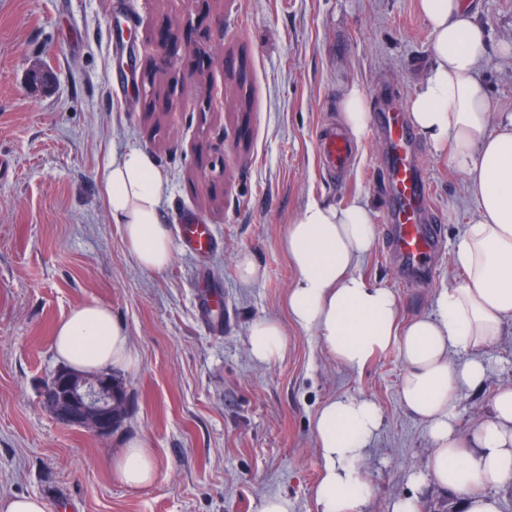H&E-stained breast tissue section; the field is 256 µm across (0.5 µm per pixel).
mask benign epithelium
I'll list each match as a JSON object with an SVG mask.
<instances>
[{"label":"benign epithelium","mask_w":512,"mask_h":512,"mask_svg":"<svg viewBox=\"0 0 512 512\" xmlns=\"http://www.w3.org/2000/svg\"><path fill=\"white\" fill-rule=\"evenodd\" d=\"M63 423L107 435L117 425L115 407L127 406L124 387L109 374L59 370L51 387Z\"/></svg>","instance_id":"obj_1"}]
</instances>
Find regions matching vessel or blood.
<instances>
[{
  "label": "vessel or blood",
  "instance_id": "1",
  "mask_svg": "<svg viewBox=\"0 0 512 512\" xmlns=\"http://www.w3.org/2000/svg\"><path fill=\"white\" fill-rule=\"evenodd\" d=\"M378 130L386 144L385 173L391 189L385 230L392 257L408 270L429 272L440 239L434 225L428 224L429 193L417 162L415 138L401 106L389 103L378 117ZM323 169L335 173L350 163L353 143L339 130L329 129L318 138ZM181 230L192 248L199 253L212 246L208 225L192 222Z\"/></svg>",
  "mask_w": 512,
  "mask_h": 512
}]
</instances>
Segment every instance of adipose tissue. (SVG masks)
I'll use <instances>...</instances> for the list:
<instances>
[{
	"instance_id": "obj_1",
	"label": "adipose tissue",
	"mask_w": 512,
	"mask_h": 512,
	"mask_svg": "<svg viewBox=\"0 0 512 512\" xmlns=\"http://www.w3.org/2000/svg\"><path fill=\"white\" fill-rule=\"evenodd\" d=\"M420 7L435 63L411 99V120L434 148L447 150L477 203L454 251L464 281L437 293L434 313L403 318L397 295L358 271L376 242L369 204L311 200L279 242L295 273L286 308L294 326L313 333L349 369L363 370L391 349L402 360V405L426 424L433 449L388 512H419V493L431 484L453 494L463 512H498L489 491L512 484V385L497 390L489 418L466 433L457 426L453 401L482 385L488 370L483 353L512 324V122L489 128L492 103L477 76L486 33L462 0H421ZM105 187L112 221L137 264L166 268L172 240L161 211L162 173L146 153L131 149L113 158ZM286 348L279 321L253 322L255 361L274 362ZM51 349L57 361L79 371L138 365L127 329L98 303L73 308L58 323ZM381 424L379 407L366 398L333 397L321 405L312 422L320 468L316 512H363L372 490L360 466ZM156 468L139 439L129 440L112 461L116 478L133 489L151 484Z\"/></svg>"
}]
</instances>
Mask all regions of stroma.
I'll list each match as a JSON object with an SVG mask.
<instances>
[{
    "instance_id": "1",
    "label": "stroma",
    "mask_w": 512,
    "mask_h": 512,
    "mask_svg": "<svg viewBox=\"0 0 512 512\" xmlns=\"http://www.w3.org/2000/svg\"><path fill=\"white\" fill-rule=\"evenodd\" d=\"M488 39L479 76L493 123L512 118V0H466ZM179 34L165 68L154 57ZM433 62L419 0H0V495L33 496L45 512H259L288 497L315 512L319 475L310 418L332 397L375 402L381 428L362 474L364 512H387L424 469L427 426L403 408L397 351L353 371L315 336L288 322L294 271L279 247L311 199L367 197L383 229L386 147L375 130L355 146L351 169L322 168L317 135L343 129L351 87L371 112L409 106ZM172 90L162 111L151 87ZM146 152L166 183L163 219L173 240L160 272L135 263L113 224L103 173L114 155ZM416 152L430 188L442 256L431 275L390 260L377 241L359 267L392 289L404 318L434 309L436 293L464 279L454 248L476 209L465 177L424 136ZM211 225L215 249L185 246L189 218ZM264 275L242 284L241 253ZM224 297L205 312L203 295ZM99 303L129 332L139 364L115 372L128 409L101 437L58 421L42 391L58 369L56 325ZM283 322L288 347L274 363L248 348L254 320ZM488 375L453 403L460 429L489 417L512 384V327L487 349ZM157 458L154 481L130 489L112 475L128 440Z\"/></svg>"
}]
</instances>
